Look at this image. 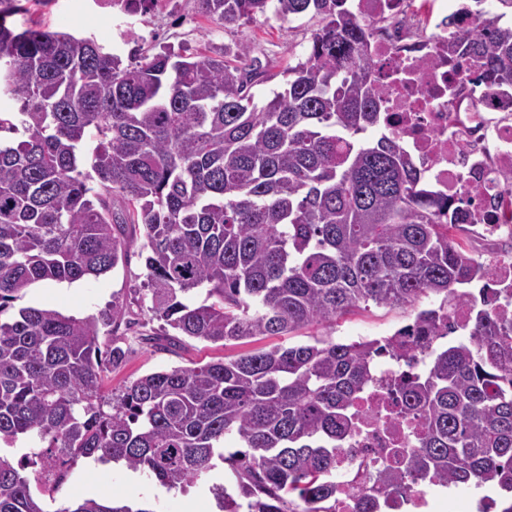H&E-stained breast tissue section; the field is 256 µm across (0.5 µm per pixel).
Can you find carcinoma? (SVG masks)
<instances>
[{
  "label": "carcinoma",
  "mask_w": 512,
  "mask_h": 512,
  "mask_svg": "<svg viewBox=\"0 0 512 512\" xmlns=\"http://www.w3.org/2000/svg\"><path fill=\"white\" fill-rule=\"evenodd\" d=\"M322 16L305 60L262 107L253 64L164 47L138 62L88 38L27 28L0 0V315L38 282L113 270L142 227L144 296L164 335L247 344L334 325L356 310L439 303L382 339L274 346L228 361L144 375L107 398L97 317L27 307L0 321V441L35 435L67 456H98L185 488L219 456L231 474L210 488L219 512H327L336 449L381 355L408 360L409 331L446 336L459 287L489 275L461 229L465 197L435 194L386 129L372 80L374 22L347 0H197L222 26L266 14ZM472 81L512 88V24L472 0ZM423 420L403 468L371 476L388 495L423 483L512 492V320L493 300L468 337L429 352L391 388ZM233 436L245 450L216 453ZM0 512H44L0 458ZM57 512H154L88 498Z\"/></svg>",
  "instance_id": "carcinoma-1"
}]
</instances>
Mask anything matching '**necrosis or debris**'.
I'll use <instances>...</instances> for the list:
<instances>
[{"instance_id": "necrosis-or-debris-1", "label": "necrosis or debris", "mask_w": 512, "mask_h": 512, "mask_svg": "<svg viewBox=\"0 0 512 512\" xmlns=\"http://www.w3.org/2000/svg\"><path fill=\"white\" fill-rule=\"evenodd\" d=\"M443 0H351L359 18L402 23L399 36L376 29L369 38L376 87L385 89L388 123L408 158L438 193L467 192L470 226L482 240L512 239V89L487 91L469 81L465 69H449L447 58L466 61L464 36L472 16L457 0L446 17ZM438 64L422 69L424 59ZM491 274L478 292L496 297L499 312L512 317V258L489 260ZM403 362L381 357L374 382L356 402L358 427L336 451L333 512H361L365 496L380 497L372 474L398 469L402 454L421 430L419 418L401 414L387 396Z\"/></svg>"}]
</instances>
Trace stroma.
I'll return each instance as SVG.
<instances>
[{
  "instance_id": "1",
  "label": "stroma",
  "mask_w": 512,
  "mask_h": 512,
  "mask_svg": "<svg viewBox=\"0 0 512 512\" xmlns=\"http://www.w3.org/2000/svg\"><path fill=\"white\" fill-rule=\"evenodd\" d=\"M12 21L20 28L40 24L78 37L94 38L125 61L155 53L162 46L231 59L239 46L247 45L251 48V58L273 75L272 80L254 87L255 100L259 103L266 102L273 90L283 85L282 72L287 66L305 59L311 36L320 25L319 18L306 15L290 20L272 16L264 23L242 20L224 27L200 13L197 0H171L169 12L164 16L149 10L134 17L101 11L94 0H52L48 7L13 16ZM145 279L144 259L133 249L123 263L106 275L72 284L32 285L14 301L12 310L0 317L11 320L16 309L27 306L50 308L79 318L96 317L111 308L113 300L124 302L127 322L106 339L107 344L120 346L125 352L118 366L104 369V390L108 393L152 372L172 367L193 368L245 352L242 344H213L191 338L180 346L168 347L161 339L163 324L152 317L149 302L143 297L141 288ZM429 305V299L423 298L413 308L373 306L346 315L334 326H312L295 336L263 339L261 345L269 348L277 344H310L317 338L343 343L380 338L411 323L417 309ZM59 474L58 480L44 477L31 488L45 512H58L67 502L86 497L127 503L146 500L155 512H214L210 487L225 480L224 463L220 460L207 480L184 492L166 489L148 473L128 470L123 464L98 463L77 455L68 457Z\"/></svg>"
}]
</instances>
